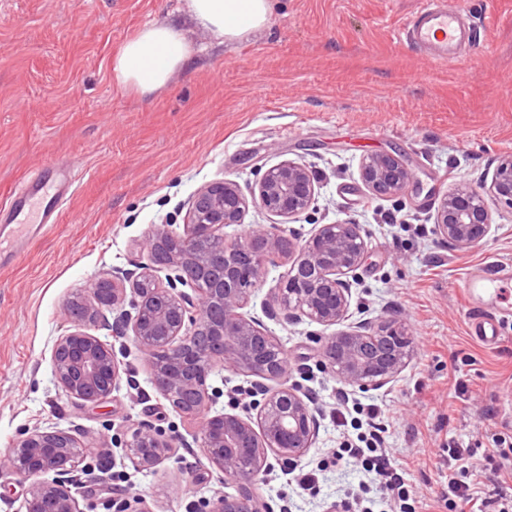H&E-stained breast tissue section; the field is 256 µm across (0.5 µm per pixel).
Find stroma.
I'll use <instances>...</instances> for the list:
<instances>
[{"label":"stroma","instance_id":"obj_1","mask_svg":"<svg viewBox=\"0 0 512 512\" xmlns=\"http://www.w3.org/2000/svg\"><path fill=\"white\" fill-rule=\"evenodd\" d=\"M416 0H273L271 24L229 46L192 24L184 0H0V201L51 161L73 164L77 189L58 224L0 267V456L21 434L58 427L76 435L84 464L105 472L109 492L144 498L150 512H189L223 491L200 448H180L156 471L137 469L113 437L146 418L166 431L191 427L161 406L138 354L128 362L142 399L126 391L101 404L74 402L50 360L71 332L68 301L100 272L130 269L156 227L182 229L204 185L235 181L250 193L284 160L314 174L312 209L291 222L308 238L318 225L363 226L368 253L352 302L365 317L389 312L412 338L408 366L391 383L354 392L377 404L385 446L417 493L416 512H448V447L474 451L468 482L484 497L500 483L492 449L512 443V328L487 347L468 333V268L512 262V205L491 202L490 237L449 250L434 232L441 196L490 180L512 153V0H454L475 23V51L435 63L396 36ZM181 25L195 54L161 92H118L112 56L140 26ZM402 157L413 177L396 197L360 179L369 153ZM266 325L304 372L297 380L324 411L314 448L274 464L260 491L273 508L331 512L352 504L363 475L337 470L333 449L356 443L336 424L339 384L316 366L324 327ZM320 468L304 494L293 477Z\"/></svg>","mask_w":512,"mask_h":512}]
</instances>
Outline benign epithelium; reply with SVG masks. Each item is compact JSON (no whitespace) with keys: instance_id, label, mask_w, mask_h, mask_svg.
I'll list each match as a JSON object with an SVG mask.
<instances>
[{"instance_id":"obj_1","label":"benign epithelium","mask_w":512,"mask_h":512,"mask_svg":"<svg viewBox=\"0 0 512 512\" xmlns=\"http://www.w3.org/2000/svg\"><path fill=\"white\" fill-rule=\"evenodd\" d=\"M360 174L365 186L381 195L402 194L411 178L404 160L391 153L364 156ZM491 197L512 205V154L500 158L489 191L461 187L440 198L434 227L448 248L465 250L491 234ZM314 200L312 171L291 160L265 170L249 198L230 180L212 182L192 197L182 231L166 225L148 235L141 273L106 270L82 299L88 321L111 330L113 338L132 344L147 360L154 389L192 421L193 442L222 474L224 485L235 487L234 494L193 504L192 512H271L256 491L261 475L271 468L269 457L290 464L318 438L321 410L293 380L288 349L259 318L245 312L271 269L285 267L270 291L265 316L284 324L306 320L334 328L316 338L318 366L344 389H379L410 360L412 341L404 323L390 316L349 322L352 286L367 254L366 232L359 224H321L301 241L281 224L261 225L224 246V265L194 267L202 244L244 223L250 204L293 219ZM143 279L152 281L155 295L165 300L149 314L137 288ZM75 325L52 347V371L62 390L83 405L133 386L114 346L90 333L85 323ZM218 368L252 378L244 406L216 408L220 391L208 389L207 379ZM112 444L127 449L141 470H154L171 458L173 449L190 447L184 438L168 436L145 420L137 422L131 438L115 437ZM77 447L76 437L64 429L37 428L25 433L16 454L0 458V472L29 481L27 512H83L71 491L87 474L79 467ZM112 505L115 512H148L136 495L119 494Z\"/></svg>"}]
</instances>
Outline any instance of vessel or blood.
I'll return each mask as SVG.
<instances>
[{"label":"vessel or blood","instance_id":"obj_1","mask_svg":"<svg viewBox=\"0 0 512 512\" xmlns=\"http://www.w3.org/2000/svg\"><path fill=\"white\" fill-rule=\"evenodd\" d=\"M472 31L469 17L448 0H416L399 36L428 60L445 63L459 57L464 42L471 40ZM69 170V165L48 163L21 181L0 203V224L14 231L23 230L24 241L37 238L47 226L56 223L64 200L73 191ZM498 283V278L483 266L471 270L463 283L468 298L483 299L472 309L469 333L488 345L499 341L506 313Z\"/></svg>","mask_w":512,"mask_h":512}]
</instances>
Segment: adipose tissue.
Returning <instances> with one entry per match:
<instances>
[{"label": "adipose tissue", "instance_id": "ef3b65f1", "mask_svg": "<svg viewBox=\"0 0 512 512\" xmlns=\"http://www.w3.org/2000/svg\"><path fill=\"white\" fill-rule=\"evenodd\" d=\"M186 7L196 26L227 45L266 29L271 21L270 0H186ZM193 53L177 25L148 24L122 43L112 57V72L119 90L145 97L165 88Z\"/></svg>", "mask_w": 512, "mask_h": 512}]
</instances>
